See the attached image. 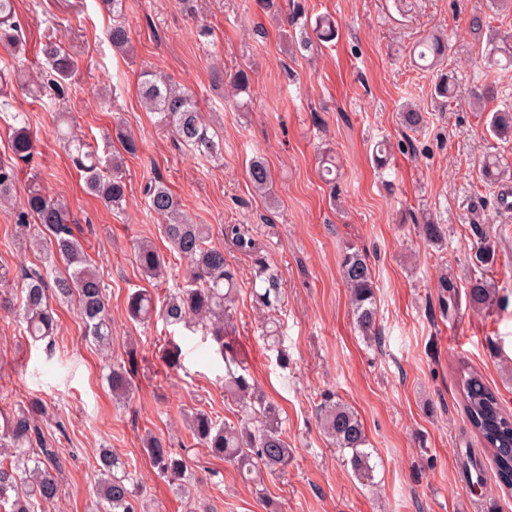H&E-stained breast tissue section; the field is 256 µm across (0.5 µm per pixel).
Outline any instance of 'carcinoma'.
<instances>
[{
    "mask_svg": "<svg viewBox=\"0 0 512 512\" xmlns=\"http://www.w3.org/2000/svg\"><path fill=\"white\" fill-rule=\"evenodd\" d=\"M15 14V0H0V45L7 52V57L0 59V119L4 121L14 156L11 161L0 160V204L13 198L18 179L16 161L29 160L35 149L28 118L23 112L11 111L12 102L6 90L13 60L21 54L23 46ZM109 38L115 49L128 50L129 31L123 24L112 25ZM421 47L419 58L435 64L447 54L448 42L435 36L423 41ZM41 52L53 75L56 93L62 97L69 89L75 63L50 38ZM488 59L491 68L512 67V32L493 38ZM140 95L145 108L160 115V122L179 144L206 158L218 154V143L209 135V126L189 92L144 70L140 73ZM488 131L501 141L511 142L512 108L492 113ZM65 140L73 165L84 175L87 191L114 209L122 207L127 192L122 153L102 158L97 147L81 138L67 136ZM482 170L485 178L494 182L512 175L507 160L496 154L484 158ZM247 174L255 189L267 192L271 176L263 158H253ZM144 193L149 209L165 218L162 233L173 251L189 262V270L184 283L168 292L160 304L144 289L132 292L128 297L129 317L143 321L157 315L169 327L212 336L216 353L224 360V393L240 404L241 419L235 424L223 423L211 412L196 408L186 414L187 426L195 445L233 464L245 481L258 486L261 474L281 473L288 467L292 449L288 448L282 430L278 406L259 390L237 352L224 341L234 328L236 272L224 258V251L209 244L208 226L187 220L181 214L179 200L162 181H149ZM14 218L20 238L31 237L39 225L52 235L54 252L65 263L67 272L54 277L51 284L39 272L24 273L27 283L19 302L0 294V307L18 308L19 330L39 341L53 335L57 322L47 298L48 290L61 298L74 297L78 300L86 335L99 348H109L112 329L104 286L72 231L68 208L45 192L39 173H31L25 205L15 211ZM420 236L428 243L440 245L445 240V230L443 225L431 221L420 226ZM136 258L139 271L147 279L159 278L166 269L164 255L147 241L136 244ZM341 276L350 293L357 328L366 338L378 339L374 277L359 251L352 248L345 251ZM253 279L258 283L252 288L255 306L270 313L278 310L282 291L277 271L261 261ZM466 299L469 307L486 309L491 306L493 289L488 281L476 278L467 288ZM279 328L278 319L267 318V344L277 352V360L285 367L288 353L280 347ZM110 384L116 398H129L132 383L125 370L112 368ZM458 387L466 418L493 462L496 480L512 491V414L503 410L497 391L478 371L461 367ZM41 412L42 405L36 401L12 413L0 411V447L5 455L0 460V508L4 512H38L58 496L60 470L56 451L47 447L44 434L35 423V415ZM319 419L331 444L347 455V463L355 475L371 481L376 464L372 463V451L357 413L336 399L335 394L327 392L320 404ZM144 449L157 474L167 478L175 492L188 489L191 473L185 456L172 451L164 438L153 433L147 434ZM96 491L99 499L107 504L105 512H138L141 488L133 478L130 463L108 448L98 454Z\"/></svg>",
    "mask_w": 512,
    "mask_h": 512,
    "instance_id": "obj_1",
    "label": "carcinoma"
}]
</instances>
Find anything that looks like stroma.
I'll return each mask as SVG.
<instances>
[{
	"mask_svg": "<svg viewBox=\"0 0 512 512\" xmlns=\"http://www.w3.org/2000/svg\"><path fill=\"white\" fill-rule=\"evenodd\" d=\"M127 0L122 17L131 54L108 38L112 15L100 0H16L27 74L44 65L40 49L55 37L77 61L69 94L49 107L14 89L35 140L21 175L39 172L45 190L62 200L73 232L106 287L112 352L84 333L77 304L54 301L51 343L21 336L15 311L0 309V410L41 400L39 425L58 451L59 495L46 512H95V469L102 448L130 458L149 512H512V495L494 480L469 489L460 470L466 452L482 446L462 409L458 367L478 368L512 413V209L501 203L512 179L486 183L481 158L505 145L486 130V116L512 102V70L484 61L497 33L512 32V7L490 0ZM335 19L337 36L298 43L316 17ZM480 28H473V18ZM211 30L199 37L200 28ZM448 39L439 72L424 71L413 51L423 37ZM251 72L249 93L234 98L214 82L215 71ZM151 70L186 90L217 134V157L179 147L146 111L139 76ZM453 76L456 94H436L439 74ZM502 94L473 108L468 93L481 85ZM425 115L406 128L405 104ZM98 146L116 126L139 150L125 156L129 191L122 209L89 194L59 139V124ZM336 160L334 184L321 180L323 153ZM265 159L271 184L256 194L246 176L254 156ZM160 180L196 224L208 225L213 245L237 272L231 342L264 395L281 410L293 450L287 469L264 478V495L224 460L196 452L195 480L178 495L151 467L146 433L182 451L192 439L184 409L202 407L232 423L237 408L224 396V362L213 341L159 318L131 320L130 293L164 297L182 282L187 263L171 252L162 220L147 209L146 182ZM0 206V265L12 271L52 267L44 251L17 240L13 208ZM434 219L447 238L430 245L417 226ZM255 242L241 251L229 228ZM147 240L167 256L163 277L146 280L135 259ZM492 245L498 260L485 277L496 290L490 309L469 308L465 292L477 268L474 254ZM366 256L376 282L379 343L357 330L340 272L347 247ZM279 274L280 334L291 363L281 368L262 334L265 317L251 297L256 260ZM182 348V366L164 358L169 342ZM132 382L128 402L108 382L111 365ZM357 412L374 450L373 482L354 477L325 437L317 409L325 392Z\"/></svg>",
	"mask_w": 512,
	"mask_h": 512,
	"instance_id": "stroma-1",
	"label": "stroma"
}]
</instances>
